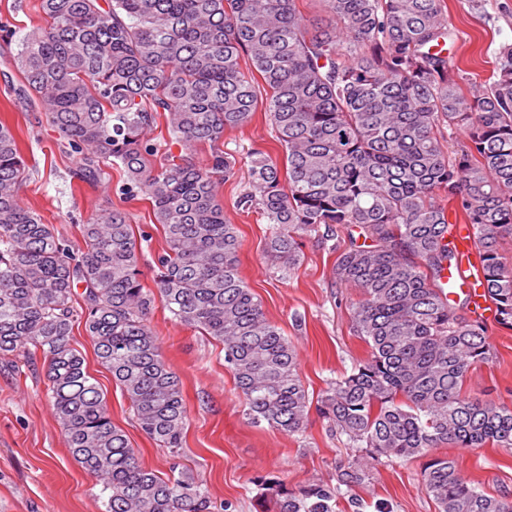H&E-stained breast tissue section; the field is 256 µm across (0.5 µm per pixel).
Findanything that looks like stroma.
Here are the masks:
<instances>
[{"instance_id": "obj_1", "label": "stroma", "mask_w": 512, "mask_h": 512, "mask_svg": "<svg viewBox=\"0 0 512 512\" xmlns=\"http://www.w3.org/2000/svg\"><path fill=\"white\" fill-rule=\"evenodd\" d=\"M445 13L456 30L454 60L484 81L501 44H512V0H445ZM15 43L0 40V122L15 131L28 165L21 198L45 223L80 244L79 224L102 209L127 213L135 236H148L140 268L145 286H152L155 264L164 241L147 202L128 200L79 182V154L58 144V135L37 103L15 99L13 85L22 80L14 64ZM272 157L282 151L271 138L263 113L243 128L226 132L224 150L238 157L253 146ZM247 182L246 173L221 185L219 198L226 216L240 231V274L258 295L267 318L281 327L295 346L300 374L310 398H317L331 380L350 374L370 353L353 332L350 305L360 293L333 285L335 257L312 242L302 247L301 264L290 278L281 277L267 261L263 244L267 226L257 214L241 213L235 200ZM150 325L167 364L177 373L189 410L184 442L186 465L206 484L214 504L231 503L230 512H262L255 479L266 476L297 491L316 481L335 483L340 464L354 456L346 439L330 431L318 412H311L303 434L288 436L251 423L232 374L224 365L221 345L210 337L176 324L163 307H155ZM492 360L470 373L465 394L490 392L497 401L512 403V330L488 328ZM72 345L101 386L115 425L122 428L146 468L164 474L169 457L138 427L128 399L101 366L83 328H75ZM462 475L486 493L512 498V451L442 447ZM428 463L420 456L374 465L370 479L349 496L360 507L345 512H376L386 503L390 512H437L421 487ZM96 480L73 459L66 438L45 396L42 362L23 368L0 361V512H102Z\"/></svg>"}]
</instances>
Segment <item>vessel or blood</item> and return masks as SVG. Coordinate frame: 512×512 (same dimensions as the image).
Returning <instances> with one entry per match:
<instances>
[{"label": "vessel or blood", "mask_w": 512, "mask_h": 512, "mask_svg": "<svg viewBox=\"0 0 512 512\" xmlns=\"http://www.w3.org/2000/svg\"><path fill=\"white\" fill-rule=\"evenodd\" d=\"M453 237L458 251V262L443 274V281L449 287L448 296L453 299L460 293L468 295L471 318L487 325L493 324L495 309L484 295L481 265L469 226L454 225Z\"/></svg>", "instance_id": "obj_1"}]
</instances>
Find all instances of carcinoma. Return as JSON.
Instances as JSON below:
<instances>
[{
    "mask_svg": "<svg viewBox=\"0 0 512 512\" xmlns=\"http://www.w3.org/2000/svg\"><path fill=\"white\" fill-rule=\"evenodd\" d=\"M40 0L17 41L24 92L59 145L82 156L81 178L103 185L118 167L127 199L146 200L164 233L155 289L141 280V247L126 213L81 225L75 247L25 206L26 162L0 122V359L43 360L51 411L74 461L100 485L103 512H213L203 481L179 462L189 418L182 384L149 324L170 319L223 346L247 415L289 436L305 432L311 401L297 352L239 272L241 241L219 184L243 162L236 208L268 224L264 254L296 274L302 246L336 254L333 284L359 290L356 335L370 347L327 383L317 411L372 461L409 460L444 445L512 450V405L463 393L492 359L486 326L448 302L442 272L457 261L446 202L472 227L496 323L512 329V44L487 83L468 73L444 0ZM263 111L278 161L262 147L236 160L224 134ZM465 141L448 154L446 136ZM164 157L160 168L150 158ZM130 401L141 431L172 460L144 467L72 347L75 324ZM369 479L352 459L336 484L278 490L274 512H336L343 490ZM422 486L438 512H512L431 458Z\"/></svg>",
    "mask_w": 512,
    "mask_h": 512,
    "instance_id": "cac0c4a2",
    "label": "carcinoma"
}]
</instances>
